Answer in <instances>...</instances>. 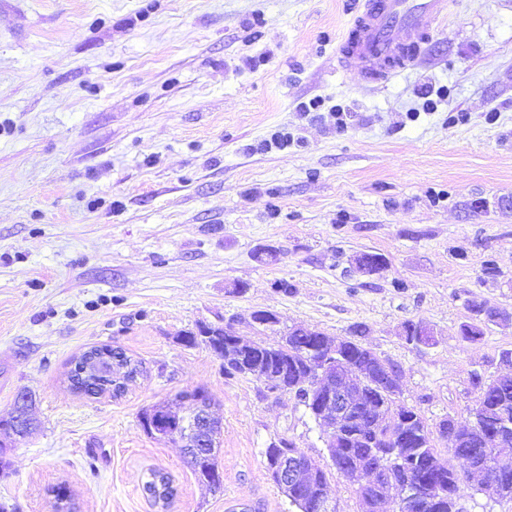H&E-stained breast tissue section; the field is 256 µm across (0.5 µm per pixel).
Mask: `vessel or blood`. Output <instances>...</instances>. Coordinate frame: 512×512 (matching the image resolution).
Returning <instances> with one entry per match:
<instances>
[{
  "label": "vessel or blood",
  "mask_w": 512,
  "mask_h": 512,
  "mask_svg": "<svg viewBox=\"0 0 512 512\" xmlns=\"http://www.w3.org/2000/svg\"><path fill=\"white\" fill-rule=\"evenodd\" d=\"M448 17V0H364L338 50L342 67L372 83L413 68L423 48Z\"/></svg>",
  "instance_id": "vessel-or-blood-1"
}]
</instances>
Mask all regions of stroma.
I'll list each match as a JSON object with an SVG mask.
<instances>
[{
    "mask_svg": "<svg viewBox=\"0 0 512 512\" xmlns=\"http://www.w3.org/2000/svg\"><path fill=\"white\" fill-rule=\"evenodd\" d=\"M361 5L0 0V419L28 391L38 422L0 433L7 512H52L60 488L77 512H298L264 452L284 438L329 469L322 429L181 343L204 324L271 344L365 324L432 427L470 424L473 374L506 373L512 322L475 343L459 327L473 302L512 310V0H450L431 53L382 84L336 65ZM360 252L385 270L350 273ZM408 321L434 345L406 343ZM102 345L135 382L76 393L75 360ZM193 388L223 422L219 492L139 425ZM154 470L164 508L142 492Z\"/></svg>",
    "mask_w": 512,
    "mask_h": 512,
    "instance_id": "1",
    "label": "stroma"
}]
</instances>
